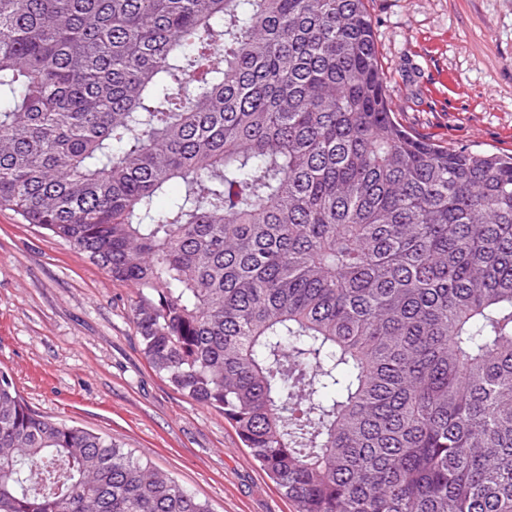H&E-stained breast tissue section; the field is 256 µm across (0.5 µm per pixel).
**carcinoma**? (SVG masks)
Wrapping results in <instances>:
<instances>
[{"mask_svg": "<svg viewBox=\"0 0 512 512\" xmlns=\"http://www.w3.org/2000/svg\"><path fill=\"white\" fill-rule=\"evenodd\" d=\"M365 2L0 0V208L295 512H512V156L396 121ZM0 512L209 509L0 370Z\"/></svg>", "mask_w": 512, "mask_h": 512, "instance_id": "1", "label": "carcinoma"}]
</instances>
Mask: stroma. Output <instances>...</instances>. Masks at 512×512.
I'll return each mask as SVG.
<instances>
[{
	"label": "stroma",
	"instance_id": "obj_1",
	"mask_svg": "<svg viewBox=\"0 0 512 512\" xmlns=\"http://www.w3.org/2000/svg\"><path fill=\"white\" fill-rule=\"evenodd\" d=\"M396 120L451 149L512 154V0H367ZM136 291L0 209V369L41 415L111 437L212 512H294L223 414L146 360Z\"/></svg>",
	"mask_w": 512,
	"mask_h": 512
}]
</instances>
